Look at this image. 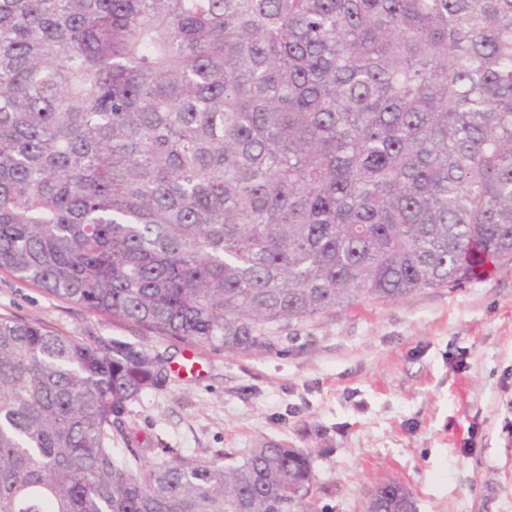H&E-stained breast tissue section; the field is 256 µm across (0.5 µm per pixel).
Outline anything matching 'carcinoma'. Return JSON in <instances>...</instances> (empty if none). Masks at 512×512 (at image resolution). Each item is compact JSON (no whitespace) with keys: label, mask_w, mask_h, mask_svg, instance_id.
<instances>
[{"label":"carcinoma","mask_w":512,"mask_h":512,"mask_svg":"<svg viewBox=\"0 0 512 512\" xmlns=\"http://www.w3.org/2000/svg\"><path fill=\"white\" fill-rule=\"evenodd\" d=\"M487 262L512 264V0H0V271L251 353ZM169 380L0 317V512H327L281 442L142 467L130 407Z\"/></svg>","instance_id":"obj_1"}]
</instances>
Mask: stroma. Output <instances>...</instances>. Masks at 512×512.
Masks as SVG:
<instances>
[{
	"label": "stroma",
	"instance_id": "obj_1",
	"mask_svg": "<svg viewBox=\"0 0 512 512\" xmlns=\"http://www.w3.org/2000/svg\"><path fill=\"white\" fill-rule=\"evenodd\" d=\"M0 317L90 344L128 342L195 375L133 404L147 462L157 445L242 461L266 441L307 449L319 505L363 512L381 481L418 512H512V268L402 301H366L273 327L276 349L187 348L0 273Z\"/></svg>",
	"mask_w": 512,
	"mask_h": 512
}]
</instances>
